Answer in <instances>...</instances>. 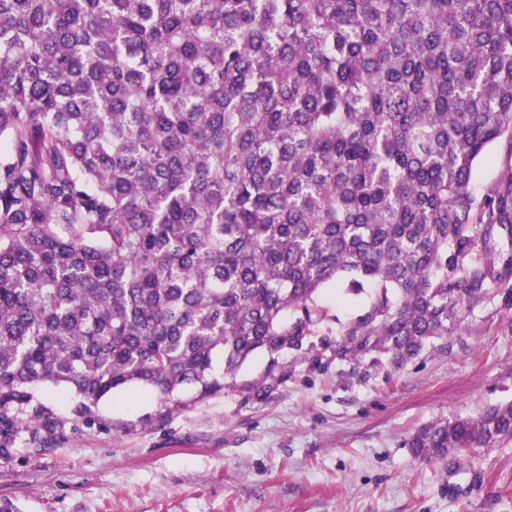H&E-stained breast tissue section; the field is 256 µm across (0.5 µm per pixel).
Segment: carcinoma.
Returning <instances> with one entry per match:
<instances>
[{"mask_svg":"<svg viewBox=\"0 0 512 512\" xmlns=\"http://www.w3.org/2000/svg\"><path fill=\"white\" fill-rule=\"evenodd\" d=\"M508 132L512 0H0V461L112 430L132 386L163 420L512 306V167L470 189ZM327 285L356 314L316 345ZM507 439L510 401L409 447ZM507 164H510V147L508 141L502 139L492 145L473 173L471 189L478 199L491 191Z\"/></svg>","mask_w":512,"mask_h":512,"instance_id":"obj_1","label":"carcinoma"}]
</instances>
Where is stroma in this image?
<instances>
[{
	"label": "stroma",
	"mask_w": 512,
	"mask_h": 512,
	"mask_svg": "<svg viewBox=\"0 0 512 512\" xmlns=\"http://www.w3.org/2000/svg\"><path fill=\"white\" fill-rule=\"evenodd\" d=\"M510 163L512 144H493L474 195ZM283 360L266 397L224 390L162 422L156 395L112 394L99 409L117 430L0 463V512H512V439L447 461L408 446L437 419L512 400V309L497 293L401 369Z\"/></svg>",
	"instance_id": "35a3bbf8"
}]
</instances>
